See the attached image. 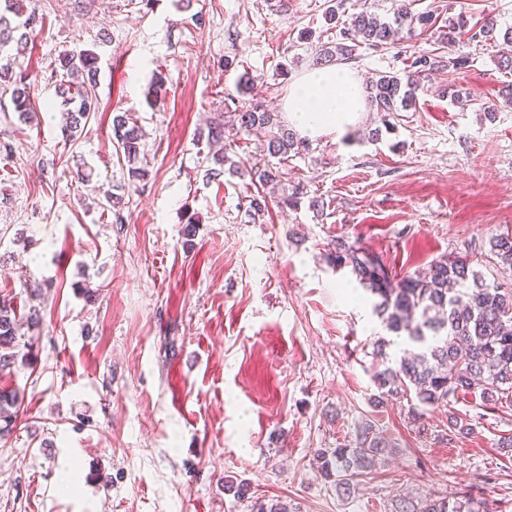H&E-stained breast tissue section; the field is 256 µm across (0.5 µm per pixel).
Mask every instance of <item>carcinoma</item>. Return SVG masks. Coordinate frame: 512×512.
Returning <instances> with one entry per match:
<instances>
[{
    "label": "carcinoma",
    "mask_w": 512,
    "mask_h": 512,
    "mask_svg": "<svg viewBox=\"0 0 512 512\" xmlns=\"http://www.w3.org/2000/svg\"><path fill=\"white\" fill-rule=\"evenodd\" d=\"M434 25L433 14L414 13L406 6L398 9L393 22H387L367 6L341 28L339 39L318 46L312 66L318 68L337 61H354L361 45L383 49L394 43L398 30L413 33ZM35 18L25 15L20 0H0V85L11 88V102L20 120L35 116L23 61L20 60ZM454 56L448 63L462 69L468 54L462 46L497 39V23L492 17L481 24L469 25L463 14L448 18L439 34ZM98 55L90 50L66 54L53 68L58 77V94L63 98L61 112L63 133L72 139L98 110L94 91ZM428 51L412 55L405 74L387 72L375 75L365 86L370 109L390 128L395 113L408 110L420 89V77L438 66ZM263 130L268 153L286 161L310 148L309 139L301 137L279 115L261 103H248L235 109L229 120L208 128L209 153L219 170L239 173L241 167L227 155V143L242 134ZM112 135L117 150L126 161L135 160L145 137L143 128L129 113L112 119ZM228 169H223V166ZM251 184L256 192L249 195V210L261 212L268 200L295 207L307 194L301 183L286 187L277 166L250 168ZM490 253L496 257L500 272L512 274V234L503 233L490 241ZM327 260L336 267H348L356 281L375 297L373 311L384 329L402 339L414 350L394 360L387 357V341L379 340L376 355L385 360L383 368L373 374L379 399L375 405L396 400L412 392L418 404L443 407L459 394L478 396L486 408L512 406V289L487 282L482 272L467 259L434 262L426 273H406L400 277L376 255L362 251L342 240L332 243ZM34 325L38 312L19 313L11 302L0 299V371H10L17 363L19 328L22 321ZM23 403L17 389H0V434L13 428L14 418ZM397 452V445L376 431L370 422L357 430L349 443L336 448L316 450L321 477L335 482L336 493L351 498L362 482L376 470L380 461ZM395 512H489L486 500L470 494L453 497H428L416 506L401 499Z\"/></svg>",
    "instance_id": "1"
}]
</instances>
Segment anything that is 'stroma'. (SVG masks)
<instances>
[{"label": "stroma", "mask_w": 512, "mask_h": 512, "mask_svg": "<svg viewBox=\"0 0 512 512\" xmlns=\"http://www.w3.org/2000/svg\"><path fill=\"white\" fill-rule=\"evenodd\" d=\"M23 5L37 18L24 65L39 116L21 123L0 92V298L37 309L40 324L21 338L25 362L0 373V388L24 393L0 438V512H253L277 499L291 512H394L403 497L469 491L512 512V457L499 450L512 407L463 396L418 425L414 396L373 407V343L386 331L349 268L326 259L339 238L399 274L464 256L496 278L489 239L512 232V71L500 42L469 48L465 69L432 71L393 130L373 137L366 111L282 164L323 212L272 201L250 217L245 179L207 177L199 134L244 99L282 112L315 49L300 33L335 40L361 0H345L334 23L327 0H288L284 12L277 0ZM412 9L512 27V0ZM83 50L99 57V110L69 141L52 69ZM419 50L448 55L427 32L359 48L348 69L401 73ZM160 71L167 94L152 108ZM245 73L255 86L243 93ZM118 112L146 132L144 179L130 180L118 154ZM452 414L474 434L449 439ZM364 422L399 451L346 500L314 455Z\"/></svg>", "instance_id": "obj_1"}]
</instances>
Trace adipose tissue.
Segmentation results:
<instances>
[{
    "mask_svg": "<svg viewBox=\"0 0 512 512\" xmlns=\"http://www.w3.org/2000/svg\"><path fill=\"white\" fill-rule=\"evenodd\" d=\"M366 105L364 87L338 67L314 70L297 79L284 102L296 130L307 137L344 134Z\"/></svg>",
    "mask_w": 512,
    "mask_h": 512,
    "instance_id": "ef3b65f1",
    "label": "adipose tissue"
}]
</instances>
